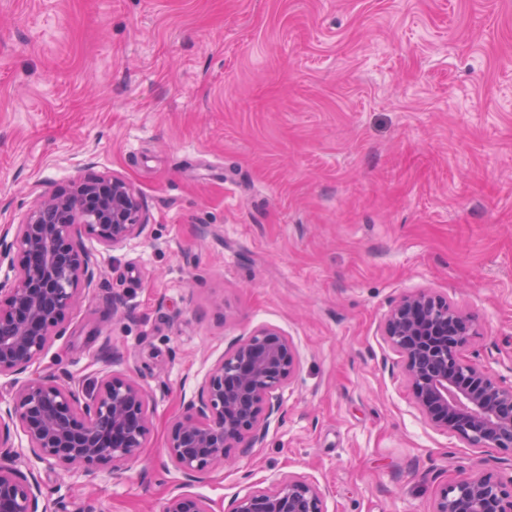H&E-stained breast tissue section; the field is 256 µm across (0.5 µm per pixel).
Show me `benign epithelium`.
<instances>
[{
    "label": "benign epithelium",
    "instance_id": "1",
    "mask_svg": "<svg viewBox=\"0 0 512 512\" xmlns=\"http://www.w3.org/2000/svg\"><path fill=\"white\" fill-rule=\"evenodd\" d=\"M146 226L138 192L112 175L74 179L41 196L13 233L0 234V376L26 375L0 408V449L8 448L15 427L36 459L76 469L90 482L103 465L120 470L138 458L153 410L135 377L111 370L87 390L37 375L33 367L65 335L81 295L97 281L98 261L83 236L113 248ZM475 335L476 325L461 310L426 291L400 297L382 326L431 426L473 446L512 452V384L462 359ZM296 371L297 349L275 328L261 326L231 342L171 427L167 454L175 469L198 481L224 465L228 449L257 447L281 416L279 390ZM48 509L34 473L0 466V512ZM163 512L213 510L204 496L177 489ZM229 512H326V504L316 483L288 474L236 495ZM432 512H512V478L473 471L442 487Z\"/></svg>",
    "mask_w": 512,
    "mask_h": 512
}]
</instances>
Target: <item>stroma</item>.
I'll return each instance as SVG.
<instances>
[{
    "instance_id": "obj_1",
    "label": "stroma",
    "mask_w": 512,
    "mask_h": 512,
    "mask_svg": "<svg viewBox=\"0 0 512 512\" xmlns=\"http://www.w3.org/2000/svg\"><path fill=\"white\" fill-rule=\"evenodd\" d=\"M112 174L148 225L85 238L99 279L38 372L131 373L151 434L89 484L13 433L52 512H162L174 419L260 326L298 372L261 446L193 485L214 512L288 473L328 512H432L470 470L512 476L424 421L381 334L431 291L478 325L463 358L512 382V0H0V233Z\"/></svg>"
}]
</instances>
